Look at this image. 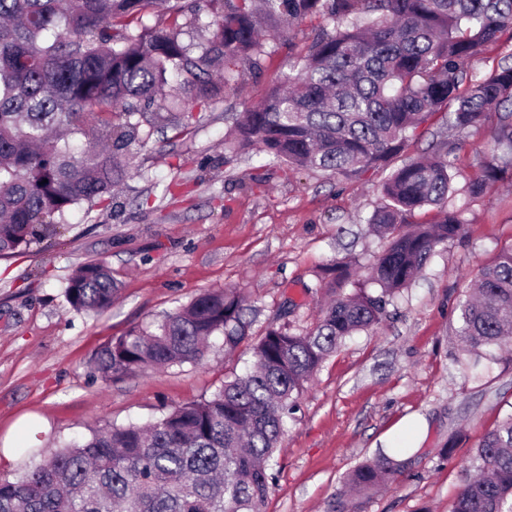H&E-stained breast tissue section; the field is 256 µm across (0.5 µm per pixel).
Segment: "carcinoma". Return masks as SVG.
<instances>
[{
    "mask_svg": "<svg viewBox=\"0 0 512 512\" xmlns=\"http://www.w3.org/2000/svg\"><path fill=\"white\" fill-rule=\"evenodd\" d=\"M204 0H173L154 23L153 0H0V258L26 251L68 223L72 209L109 207L130 177L127 151L185 95L207 108L241 66L263 70L262 31L316 21L315 36L263 102L238 114L225 161L255 149L268 161L350 178L385 168L415 132L441 114L451 130L497 117L502 166L486 167L472 195L512 167V66L474 80L465 63L512 31V0H224L199 54L183 40ZM454 147L393 169L369 231L388 241L364 280L326 269L316 289L334 295L312 327L272 325L253 345L254 363L211 397L178 405L146 427L91 430L50 454L22 449L29 465L0 479V512H265L272 461L286 417L324 360L349 336L373 331L387 305L440 246L464 237L455 193ZM437 210L431 224L408 216ZM351 282V291L336 287ZM457 336L480 360L512 338V246L475 278ZM118 292L104 261L80 266L63 290L78 313H102ZM245 300L205 290L154 328L131 329L92 357L103 379L200 361L211 337L227 352L248 339ZM403 463L381 452L355 467L333 512L380 489ZM449 512H512V412L486 432Z\"/></svg>",
    "mask_w": 512,
    "mask_h": 512,
    "instance_id": "obj_1",
    "label": "carcinoma"
}]
</instances>
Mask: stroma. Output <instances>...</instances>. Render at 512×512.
I'll return each mask as SVG.
<instances>
[{
    "mask_svg": "<svg viewBox=\"0 0 512 512\" xmlns=\"http://www.w3.org/2000/svg\"><path fill=\"white\" fill-rule=\"evenodd\" d=\"M315 31L302 21L272 33L262 75L241 70L223 101L186 103L195 123L164 127L132 146L137 173L117 207L73 211L58 233L19 258L0 259V478L13 479L22 448L52 445L107 425H143L173 405L210 397L254 361L251 340L269 325L309 327L325 298L312 292L331 263L368 268L384 246L367 221L385 170L356 178L269 164L250 151L224 162L235 115L288 72L291 45ZM452 141L454 207L464 238L439 249L388 308L377 332L347 338L304 389L275 453L266 512H328L344 476L385 451L405 467L356 512H448L475 442L512 412V353L480 379L455 363L457 305L479 268L512 245V182L469 196L497 150L494 127L420 128L410 160ZM105 261L119 286L106 313L79 314L63 289L79 266ZM234 288L250 307V341L226 353L214 338L203 360L103 380L90 360L112 337L148 328L201 290ZM454 445L450 461L439 451Z\"/></svg>",
    "mask_w": 512,
    "mask_h": 512,
    "instance_id": "obj_1",
    "label": "stroma"
}]
</instances>
